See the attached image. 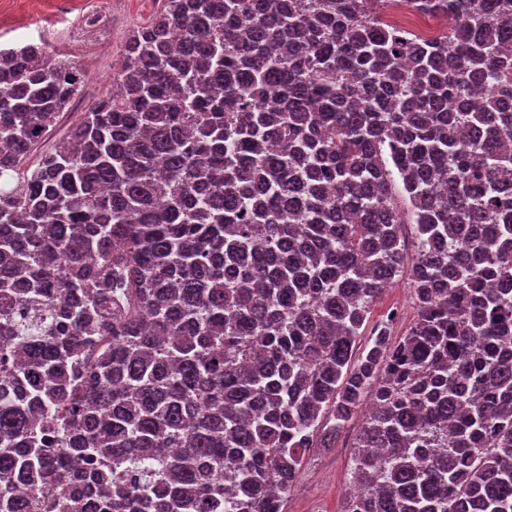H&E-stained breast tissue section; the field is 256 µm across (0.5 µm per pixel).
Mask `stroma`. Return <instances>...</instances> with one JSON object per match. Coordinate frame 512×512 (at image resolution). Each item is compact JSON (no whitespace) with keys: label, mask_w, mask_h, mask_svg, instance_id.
<instances>
[{"label":"stroma","mask_w":512,"mask_h":512,"mask_svg":"<svg viewBox=\"0 0 512 512\" xmlns=\"http://www.w3.org/2000/svg\"><path fill=\"white\" fill-rule=\"evenodd\" d=\"M158 0H0V48L47 43L55 53L76 58L88 74L75 112L76 120L110 89L112 61L121 57L130 31L147 23L158 11ZM416 318L407 276H400L371 308L370 321L391 320L392 337L403 336ZM359 428L351 422L329 448L311 449L305 456L293 494L283 512H343L352 486Z\"/></svg>","instance_id":"obj_1"}]
</instances>
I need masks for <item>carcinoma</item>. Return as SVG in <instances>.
<instances>
[{
    "label": "carcinoma",
    "instance_id": "carcinoma-1",
    "mask_svg": "<svg viewBox=\"0 0 512 512\" xmlns=\"http://www.w3.org/2000/svg\"><path fill=\"white\" fill-rule=\"evenodd\" d=\"M160 0L112 91L0 50V512H512V0ZM415 241L417 316L358 351ZM362 417L336 434L333 448H312L305 456L283 512H343L352 486L353 447Z\"/></svg>",
    "mask_w": 512,
    "mask_h": 512
}]
</instances>
